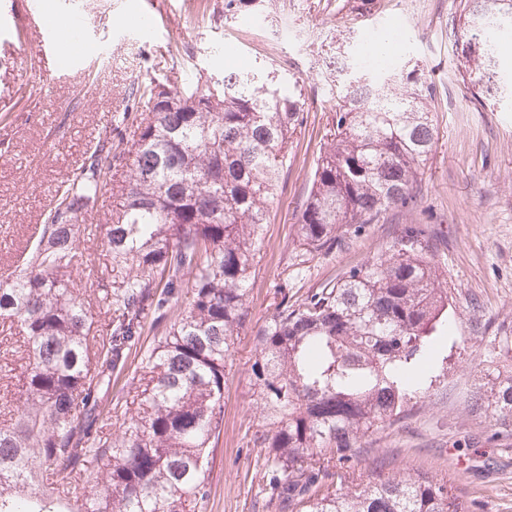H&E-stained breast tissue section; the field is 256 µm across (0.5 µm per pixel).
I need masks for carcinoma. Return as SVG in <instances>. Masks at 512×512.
Masks as SVG:
<instances>
[{
  "label": "carcinoma",
  "instance_id": "carcinoma-1",
  "mask_svg": "<svg viewBox=\"0 0 512 512\" xmlns=\"http://www.w3.org/2000/svg\"><path fill=\"white\" fill-rule=\"evenodd\" d=\"M460 6L471 94L489 101L498 93L489 32L512 27V0ZM406 84L401 93L385 80L343 84L298 217L300 256L340 247L421 195L437 143L434 91L412 71ZM302 97L275 68L226 73L217 86L151 79L57 190L35 243L0 277V322L18 330L26 364L24 393L0 422V512H196L209 496L227 361L304 123ZM112 170L123 175L122 203L103 225L108 260L87 296L71 275ZM442 277L410 227L303 302L280 293L251 366L270 512H477L442 479L365 462L363 439L403 418L419 393L418 365L448 307ZM147 324L157 340L132 395L100 410ZM492 385L477 405L511 424L512 371ZM111 419L119 426L107 433ZM354 462L363 476L346 488Z\"/></svg>",
  "mask_w": 512,
  "mask_h": 512
}]
</instances>
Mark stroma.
Wrapping results in <instances>:
<instances>
[{
	"mask_svg": "<svg viewBox=\"0 0 512 512\" xmlns=\"http://www.w3.org/2000/svg\"><path fill=\"white\" fill-rule=\"evenodd\" d=\"M460 0H264L260 11L225 12L224 0H0V273L44 221L58 188L125 107L133 88L178 66L183 83L239 69L276 68L303 82L306 121L288 153L251 281L248 318L224 379V426L210 457V494L199 512H266L263 449L252 437L263 410L254 392V336L287 290L294 301L388 250L406 229L426 228L445 273L447 331L424 378L431 386L407 418L367 438L386 471L428 473L512 512V426L477 409L487 372L512 370V99L473 100L456 46ZM68 17L76 58L42 59L48 20ZM401 49L377 63L386 31ZM373 79L416 72L437 88L430 109L439 140L413 207L366 227L345 246L300 262L297 218L336 108L337 55ZM22 340L0 330V388L20 395Z\"/></svg>",
	"mask_w": 512,
	"mask_h": 512,
	"instance_id": "stroma-1",
	"label": "stroma"
}]
</instances>
